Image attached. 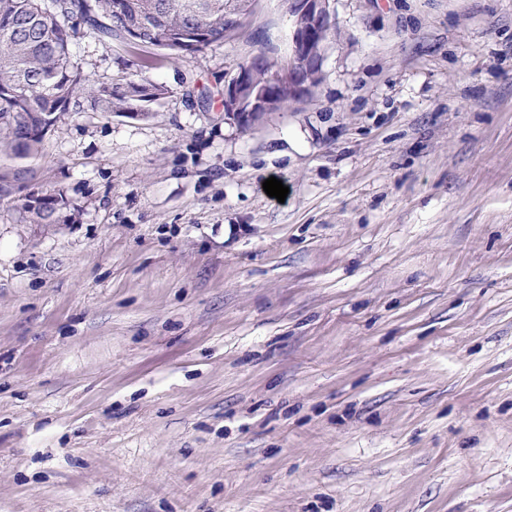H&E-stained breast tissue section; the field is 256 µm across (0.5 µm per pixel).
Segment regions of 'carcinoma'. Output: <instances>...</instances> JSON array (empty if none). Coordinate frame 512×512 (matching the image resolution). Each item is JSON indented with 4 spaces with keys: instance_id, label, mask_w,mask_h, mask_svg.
Masks as SVG:
<instances>
[{
    "instance_id": "carcinoma-1",
    "label": "carcinoma",
    "mask_w": 512,
    "mask_h": 512,
    "mask_svg": "<svg viewBox=\"0 0 512 512\" xmlns=\"http://www.w3.org/2000/svg\"><path fill=\"white\" fill-rule=\"evenodd\" d=\"M240 0H0V205L13 208L22 224H65L74 206L61 189L34 205L21 195L24 183H42L45 137L33 133L67 112L81 111L86 77L72 63V20L89 24L88 36L104 41L143 32L142 47L172 55L200 52L229 36L226 15ZM168 93L155 83L130 81L118 90L101 84L90 107L147 118Z\"/></svg>"
}]
</instances>
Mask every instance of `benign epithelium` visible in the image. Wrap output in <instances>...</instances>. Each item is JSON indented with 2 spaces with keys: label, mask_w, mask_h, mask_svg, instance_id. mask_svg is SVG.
I'll return each instance as SVG.
<instances>
[{
  "label": "benign epithelium",
  "mask_w": 512,
  "mask_h": 512,
  "mask_svg": "<svg viewBox=\"0 0 512 512\" xmlns=\"http://www.w3.org/2000/svg\"><path fill=\"white\" fill-rule=\"evenodd\" d=\"M332 0H289L288 46L298 58L294 66L266 60L264 88L252 92L258 76L249 65H238L224 81V120L250 127L288 101L302 100L318 86L325 47L321 36L337 28Z\"/></svg>",
  "instance_id": "1"
}]
</instances>
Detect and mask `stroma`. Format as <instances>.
I'll use <instances>...</instances> for the list:
<instances>
[{
    "mask_svg": "<svg viewBox=\"0 0 512 512\" xmlns=\"http://www.w3.org/2000/svg\"><path fill=\"white\" fill-rule=\"evenodd\" d=\"M333 8L247 129L224 72L286 0L173 61L73 41L168 93L48 133L71 221L0 205V512H512V0Z\"/></svg>",
    "mask_w": 512,
    "mask_h": 512,
    "instance_id": "1",
    "label": "stroma"
}]
</instances>
